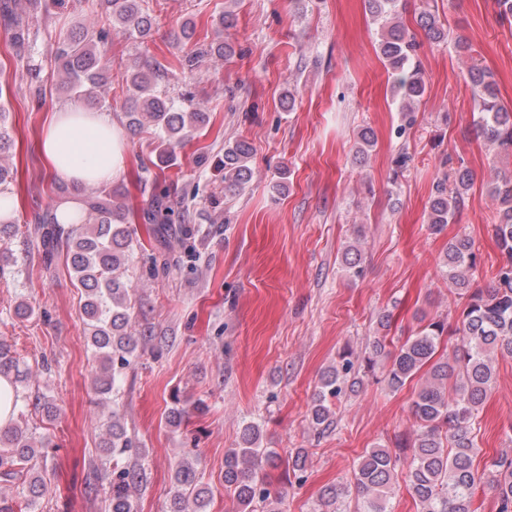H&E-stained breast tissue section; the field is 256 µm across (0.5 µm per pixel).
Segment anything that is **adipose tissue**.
Listing matches in <instances>:
<instances>
[{
    "instance_id": "adipose-tissue-1",
    "label": "adipose tissue",
    "mask_w": 512,
    "mask_h": 512,
    "mask_svg": "<svg viewBox=\"0 0 512 512\" xmlns=\"http://www.w3.org/2000/svg\"><path fill=\"white\" fill-rule=\"evenodd\" d=\"M43 149L54 173L79 183L109 184L127 170V146L118 120L77 104L54 112Z\"/></svg>"
}]
</instances>
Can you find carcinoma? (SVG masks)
Here are the masks:
<instances>
[{
    "label": "carcinoma",
    "instance_id": "cac0c4a2",
    "mask_svg": "<svg viewBox=\"0 0 512 512\" xmlns=\"http://www.w3.org/2000/svg\"><path fill=\"white\" fill-rule=\"evenodd\" d=\"M82 0H26L28 16L17 11V0H0V25L12 33V47L17 61H23L29 43V21L47 15L53 9L77 8ZM374 22L379 25V52L394 78V91L402 100V119L412 121L413 106L426 90L417 51L421 44L397 21L402 0H366ZM92 12L97 27L78 24L61 34L52 47L59 64L60 89L81 99L87 106L102 105L103 94L112 87V33L142 42L151 38L155 25L150 0H93ZM426 38L438 43L446 36L440 18L431 11L420 16ZM195 24L187 19L173 35V44L187 51L178 59L181 70L194 72L202 58L214 55L228 60L236 54L224 42L207 48L190 47ZM166 67L136 68L125 72L123 80L132 89L123 110L126 128L134 135L148 124L155 130L159 163L169 166L174 161L173 149L187 142L205 122V109L194 103L193 95L184 96L185 105L163 96L159 84ZM471 94L479 123L486 140L505 157L512 155V110L500 104L495 82L474 64L470 68ZM17 89L24 90L35 101L41 99L39 73L25 64L19 71ZM10 86H0V191L10 190L14 174L5 163V153L13 144L8 132L9 110L1 101ZM376 144L374 131H360L359 161H364ZM253 151L250 144L238 140L224 147V158L216 165L225 188L241 190L251 181ZM473 184V174L466 168L455 169L436 182L429 202V229L434 233L455 220ZM501 209L495 232L502 256L495 280L486 288H471L468 272L475 265L472 242L457 237L448 242L444 254V277L448 287L466 296L467 303L456 324L431 320L420 327L394 350L387 349L386 339L378 336L367 356L360 360L351 354L341 356L335 366L321 378V390L310 409L312 431L321 436L333 424L335 412L330 399H339L360 386V374L374 369L384 358L387 366L384 381L396 392L425 366H431L424 383L416 393L412 413L417 430L411 438L396 442V450L372 448L361 457L353 470V484L362 501L359 512H390L393 493L392 478L399 461L406 464V483L422 512H475L473 498L478 484L487 480L496 496V512H512V454L503 453L484 463L483 470L474 467L479 448L473 435V421L495 383V354L512 357V177L494 187ZM120 193L103 188L85 200L82 224L64 231L53 208L47 207L28 229L37 244L42 263L49 267L61 251L83 288L85 298L82 318L88 341L99 362L95 391L107 400L115 390L116 373L131 365L137 357V340L130 330L132 299L136 292L128 276L135 253L134 239L124 224L125 205L118 201ZM145 223L154 225V233L166 238L171 225L182 215L169 204L166 192L155 190L149 207L143 211ZM344 270L351 277L362 273L361 253L351 246L346 250ZM455 336L459 344L452 354L435 359L441 341ZM0 377L6 379L13 392L12 412L20 406H31L51 414L52 405L45 397L26 394L27 373L11 346L0 340ZM105 437L101 448L112 458V512H133V497L141 474L123 466L119 460L137 447L135 438L119 422L117 412L103 416ZM259 425L250 422L243 427V447L229 451L224 459V484L233 491L243 512H254L261 504L262 512H284L285 494L264 487L261 463L278 466L274 452L260 447ZM46 442L36 441L29 430L12 417L0 427V477L21 481L25 491L24 505L13 506L0 497V512H31L48 492L45 479L33 461L44 453ZM175 491L172 512H206L210 492L197 479L195 461L183 459L174 471ZM348 492L346 486L325 489L320 496L324 512H336V501Z\"/></svg>",
    "mask_w": 512,
    "mask_h": 512
}]
</instances>
